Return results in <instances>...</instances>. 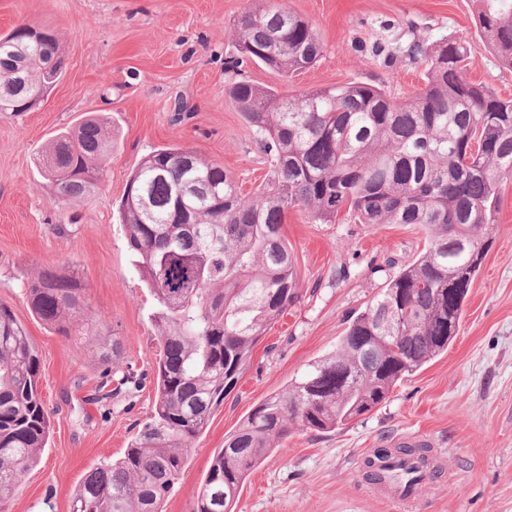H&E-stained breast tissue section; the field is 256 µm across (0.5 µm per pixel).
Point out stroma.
I'll return each instance as SVG.
<instances>
[{
  "label": "stroma",
  "instance_id": "1",
  "mask_svg": "<svg viewBox=\"0 0 512 512\" xmlns=\"http://www.w3.org/2000/svg\"><path fill=\"white\" fill-rule=\"evenodd\" d=\"M310 21L324 44L320 59L292 78L255 64L254 84L298 94L364 82L403 98L423 85L422 64L393 66L375 43L409 32L467 47V78L512 97V68L480 37L472 0H282ZM256 0H0V35L27 24L54 29L66 68L31 111L0 113V304L28 331L52 429L7 512H70L84 475L120 456L153 412L154 390L96 408L80 399L105 366L91 341L64 338L31 313L24 285L45 268L78 270L86 304L124 362L151 373L159 346L153 296L128 248L119 205L127 181L151 152L180 146L224 166L243 193L263 183L266 155L225 88L232 30ZM87 115L107 120L115 145L101 185L65 207L53 203L39 159L58 133ZM300 296L259 341L235 389L191 444L188 465L163 512H193L213 453L251 410L336 350L348 319L361 311L424 246L412 224L312 222L288 215ZM492 245L446 353L395 387L377 409L331 432L291 434L246 479L237 512H402L374 496L363 457L418 436L441 457L419 493V512H512V177L504 179Z\"/></svg>",
  "mask_w": 512,
  "mask_h": 512
}]
</instances>
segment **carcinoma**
Segmentation results:
<instances>
[{"instance_id": "carcinoma-1", "label": "carcinoma", "mask_w": 512, "mask_h": 512, "mask_svg": "<svg viewBox=\"0 0 512 512\" xmlns=\"http://www.w3.org/2000/svg\"><path fill=\"white\" fill-rule=\"evenodd\" d=\"M480 36L512 68V0H476ZM237 54L225 62L228 94L270 157L250 196L224 167L182 147L145 157L119 207L136 267L156 308L159 359L154 413L123 455L86 473L71 512H162L188 464L189 446L235 387L265 331L299 299L292 249L282 232L304 209L333 224L339 212L360 224H414L428 246L352 316L336 352L259 403L216 451L194 512H236L243 482L294 431L329 432L376 409L393 388L448 350L458 335L472 280L490 246L499 185L512 175V99L465 73V44L418 37L372 55L425 65L426 81L404 99L365 84L325 86L294 96L243 77L246 62L286 79L317 62L323 43L279 4L245 12L234 27ZM64 57L54 30L0 35V112H26ZM112 154V129L99 116L60 132L41 156L44 178L63 206L87 196ZM75 270L45 269L28 281L33 315L66 338L91 336L96 317ZM112 364L95 400L140 391L146 375L118 365L117 342H96ZM40 360L25 328L0 305V507L37 462L52 428L39 391ZM429 467L425 449H381Z\"/></svg>"}]
</instances>
